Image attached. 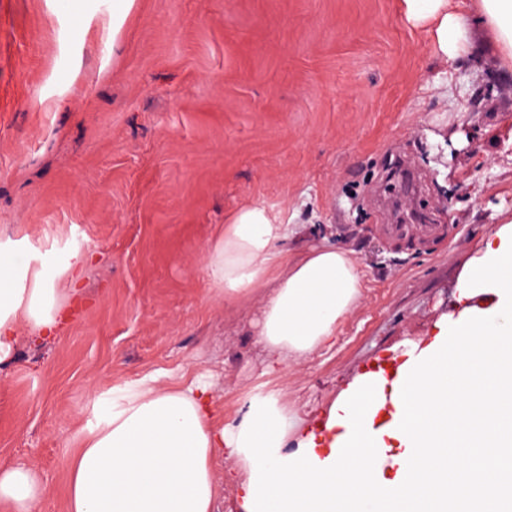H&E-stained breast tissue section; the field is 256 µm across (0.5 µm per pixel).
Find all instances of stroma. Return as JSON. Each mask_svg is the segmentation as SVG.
Listing matches in <instances>:
<instances>
[{
  "mask_svg": "<svg viewBox=\"0 0 512 512\" xmlns=\"http://www.w3.org/2000/svg\"><path fill=\"white\" fill-rule=\"evenodd\" d=\"M112 2L0 0V234L98 256L57 336L22 330L0 365V467L37 471L40 512H67L95 397L149 373L205 377L228 421L276 383L316 427L458 314L462 270L512 222V66L476 16L444 59L401 0H136L117 31ZM248 203L287 213L286 249L346 248L362 270L333 346L282 374L256 301L227 313L201 272Z\"/></svg>",
  "mask_w": 512,
  "mask_h": 512,
  "instance_id": "1",
  "label": "stroma"
}]
</instances>
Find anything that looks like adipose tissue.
I'll return each mask as SVG.
<instances>
[{
  "instance_id": "ef3b65f1",
  "label": "adipose tissue",
  "mask_w": 512,
  "mask_h": 512,
  "mask_svg": "<svg viewBox=\"0 0 512 512\" xmlns=\"http://www.w3.org/2000/svg\"><path fill=\"white\" fill-rule=\"evenodd\" d=\"M443 57L469 27L450 0H402ZM474 12L512 62V0ZM294 232L262 204L239 208L205 247L203 272L226 305L260 298L258 342L272 365L327 346L360 301L353 251L293 253ZM86 253L55 263L25 240L0 239V364L20 328L52 332ZM463 309L404 351L395 370L350 383L317 429L292 435L279 389L259 386L232 422L210 382L158 385L147 375L96 396V424L68 470V512H214V466L243 472L242 512H512V224L485 241L459 279ZM33 468L0 469V502L39 512Z\"/></svg>"
}]
</instances>
